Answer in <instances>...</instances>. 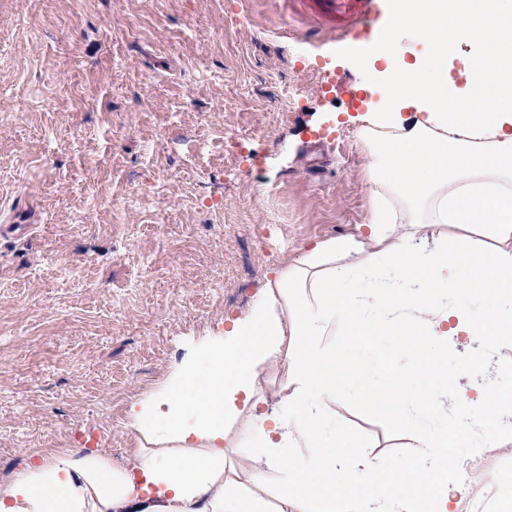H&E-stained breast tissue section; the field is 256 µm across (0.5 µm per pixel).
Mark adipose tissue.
I'll return each instance as SVG.
<instances>
[{
	"label": "adipose tissue",
	"instance_id": "obj_1",
	"mask_svg": "<svg viewBox=\"0 0 512 512\" xmlns=\"http://www.w3.org/2000/svg\"><path fill=\"white\" fill-rule=\"evenodd\" d=\"M405 36L428 62L394 59ZM462 40L479 53L460 88L448 55ZM385 46L394 99L371 120L370 223L279 266L249 315L202 337L131 406L134 464L70 449L39 456L0 480V512H449L452 498L471 496L448 482L463 461L451 447L476 431L498 443L511 391L458 389L459 419L415 435L425 455L403 462L395 485L366 451L320 428L336 417L339 389L365 383L320 347L337 327L351 343L390 329L414 337L419 365L393 372L372 401L382 413L410 397L442 412L449 336H466L470 365L512 336V0H416ZM405 100L424 117L403 116ZM452 288L467 297L453 309ZM272 390L284 414L264 411ZM242 451L245 467L234 463Z\"/></svg>",
	"mask_w": 512,
	"mask_h": 512
}]
</instances>
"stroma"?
Returning a JSON list of instances; mask_svg holds the SVG:
<instances>
[{"mask_svg": "<svg viewBox=\"0 0 512 512\" xmlns=\"http://www.w3.org/2000/svg\"><path fill=\"white\" fill-rule=\"evenodd\" d=\"M287 0H0V479L64 448L126 463L131 405L244 316L283 259L370 219L369 34L309 38ZM30 218L16 230L20 215ZM323 347L369 368L336 432L393 470L456 400L375 413L409 337ZM443 363L512 386V345ZM512 480V441L459 449Z\"/></svg>", "mask_w": 512, "mask_h": 512, "instance_id": "obj_1", "label": "stroma"}]
</instances>
